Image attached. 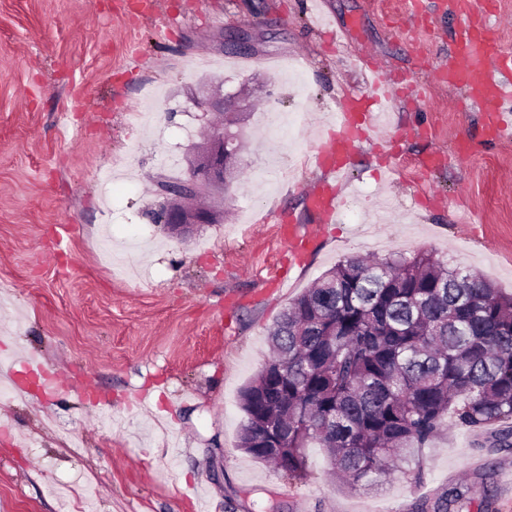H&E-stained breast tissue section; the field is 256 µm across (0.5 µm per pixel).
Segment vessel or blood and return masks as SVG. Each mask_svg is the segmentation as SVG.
Segmentation results:
<instances>
[{"label": "vessel or blood", "mask_w": 512, "mask_h": 512, "mask_svg": "<svg viewBox=\"0 0 512 512\" xmlns=\"http://www.w3.org/2000/svg\"><path fill=\"white\" fill-rule=\"evenodd\" d=\"M440 6L458 21L454 36L457 62L437 68L436 81L464 89L471 108L485 117L488 141L512 140V50L502 44L497 0H440ZM362 69L363 95L345 101L335 134L317 155L318 164L339 180L356 150L359 123L372 121L373 108L391 98L389 75L368 61ZM308 204L320 217L332 218L339 192L332 188L311 192Z\"/></svg>", "instance_id": "obj_1"}]
</instances>
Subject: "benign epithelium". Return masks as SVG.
Wrapping results in <instances>:
<instances>
[{"label":"benign epithelium","instance_id":"obj_1","mask_svg":"<svg viewBox=\"0 0 512 512\" xmlns=\"http://www.w3.org/2000/svg\"><path fill=\"white\" fill-rule=\"evenodd\" d=\"M198 106L205 112L222 111L228 101L215 89L197 99ZM239 165V148L231 134L219 133L209 140L200 155L189 160L190 178L179 187L161 186L165 196L163 207L158 214V222L176 236L184 239L201 224H216L223 219L224 211L215 207L191 208L185 204L189 190H224L227 176Z\"/></svg>","mask_w":512,"mask_h":512}]
</instances>
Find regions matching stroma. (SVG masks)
<instances>
[{
  "label": "stroma",
  "instance_id": "stroma-1",
  "mask_svg": "<svg viewBox=\"0 0 512 512\" xmlns=\"http://www.w3.org/2000/svg\"><path fill=\"white\" fill-rule=\"evenodd\" d=\"M407 25L401 0H0V378L34 359L69 386L0 392V512H411L459 486L455 512H512V448L452 418L353 491L323 449L292 480L239 446L269 328L340 260L429 251L512 293V147L432 82L455 19L416 48ZM357 56L398 87L394 124L363 129L300 265L281 228L316 221L313 156L363 86ZM215 83L249 90L229 128L244 173L223 222L179 240L157 183L187 178ZM433 153L447 165L421 168Z\"/></svg>",
  "mask_w": 512,
  "mask_h": 512
}]
</instances>
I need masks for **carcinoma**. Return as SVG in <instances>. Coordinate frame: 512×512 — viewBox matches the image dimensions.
Returning <instances> with one entry per match:
<instances>
[{"label": "carcinoma", "mask_w": 512, "mask_h": 512, "mask_svg": "<svg viewBox=\"0 0 512 512\" xmlns=\"http://www.w3.org/2000/svg\"><path fill=\"white\" fill-rule=\"evenodd\" d=\"M241 395L239 447L288 478L326 450L349 488L372 486L458 421L512 420V294L432 253L352 256L289 302ZM453 488L433 512H451Z\"/></svg>", "instance_id": "obj_1"}]
</instances>
